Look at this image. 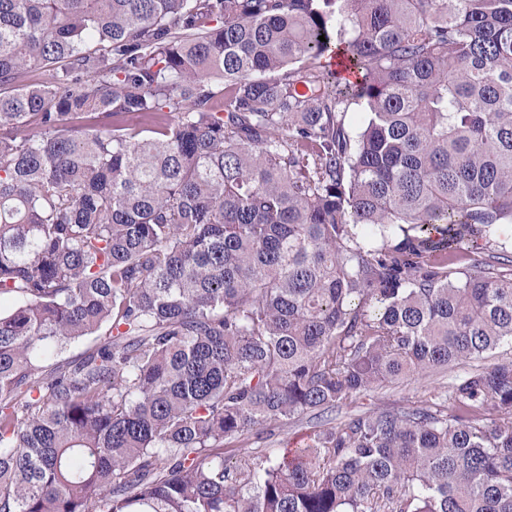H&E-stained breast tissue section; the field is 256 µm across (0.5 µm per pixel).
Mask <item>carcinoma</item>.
<instances>
[{
	"label": "carcinoma",
	"instance_id": "cac0c4a2",
	"mask_svg": "<svg viewBox=\"0 0 512 512\" xmlns=\"http://www.w3.org/2000/svg\"><path fill=\"white\" fill-rule=\"evenodd\" d=\"M511 224L512 0H0V512H512L511 359L224 456L512 342ZM512 356V345L504 343L493 355L475 363L457 364L444 369H428L397 383H386L373 392L360 395L350 403L336 408V423L346 416L362 414L376 408L411 407L427 401L442 402L451 410L452 401L448 397V386L462 377L473 364L490 366L501 358ZM321 419L314 413H308L290 421L287 425L275 429L273 435L263 434L258 439L255 433H248L235 442L226 445L229 451L226 458L230 464L243 463L245 459L253 456H262L265 453L277 451L279 448H297L308 440V436L319 428ZM231 454V456H230Z\"/></svg>",
	"mask_w": 512,
	"mask_h": 512
}]
</instances>
